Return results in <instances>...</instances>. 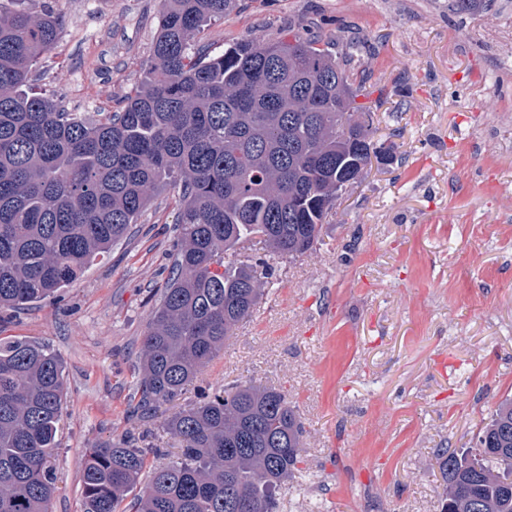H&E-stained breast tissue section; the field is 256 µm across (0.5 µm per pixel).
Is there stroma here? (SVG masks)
Instances as JSON below:
<instances>
[{
	"label": "stroma",
	"mask_w": 512,
	"mask_h": 512,
	"mask_svg": "<svg viewBox=\"0 0 512 512\" xmlns=\"http://www.w3.org/2000/svg\"><path fill=\"white\" fill-rule=\"evenodd\" d=\"M46 3L64 26L31 91L82 116L118 110L151 59L161 0H26ZM312 30L333 53L357 40L359 102L393 159L343 193L313 251L242 250L274 267L272 283L178 403L133 412L177 188L56 298L0 311V336L49 344L65 367L52 512H80L91 444L145 433L150 464L169 462L166 419L243 381L281 390L306 430L280 512H440L443 449L475 447L512 399V0L472 16L448 0H238L197 42L220 52Z\"/></svg>",
	"instance_id": "stroma-1"
}]
</instances>
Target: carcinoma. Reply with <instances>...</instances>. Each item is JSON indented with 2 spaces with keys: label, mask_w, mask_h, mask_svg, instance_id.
<instances>
[{
  "label": "carcinoma",
  "mask_w": 512,
  "mask_h": 512,
  "mask_svg": "<svg viewBox=\"0 0 512 512\" xmlns=\"http://www.w3.org/2000/svg\"><path fill=\"white\" fill-rule=\"evenodd\" d=\"M150 64L120 110L92 121L22 91L63 21L0 0V308L54 297L107 254L162 187L179 188L172 275L141 340L138 405L178 400L265 293L266 271L235 259L313 249L344 183L377 150L355 99L363 80L313 34L243 38L218 55L193 42L236 0H163ZM489 0H450L474 14ZM64 365L47 345L0 337V512H51ZM179 456L152 469L135 512H278L305 431L286 395L237 384L174 412ZM147 450L102 441L85 455L81 512H119ZM441 512H512V399L476 447L446 452Z\"/></svg>",
  "instance_id": "obj_1"
}]
</instances>
